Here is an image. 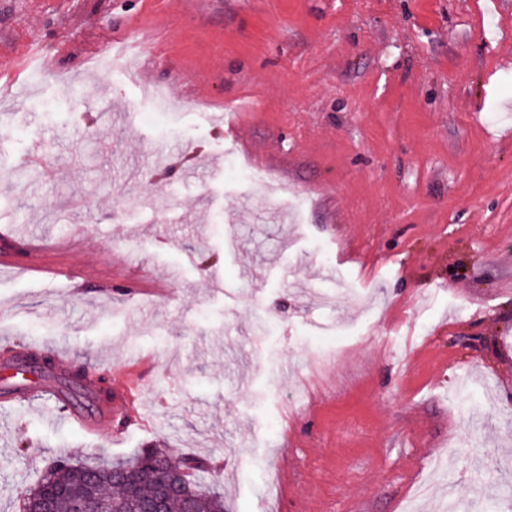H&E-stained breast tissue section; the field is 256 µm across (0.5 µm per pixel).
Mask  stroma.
<instances>
[{
  "label": "stroma",
  "instance_id": "stroma-1",
  "mask_svg": "<svg viewBox=\"0 0 512 512\" xmlns=\"http://www.w3.org/2000/svg\"><path fill=\"white\" fill-rule=\"evenodd\" d=\"M143 27L165 111L113 49ZM35 47L0 231L171 294L0 274V350L138 388L96 438L0 407V512L154 447L224 512H512V0H0V52Z\"/></svg>",
  "mask_w": 512,
  "mask_h": 512
}]
</instances>
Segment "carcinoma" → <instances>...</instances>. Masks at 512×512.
I'll use <instances>...</instances> for the list:
<instances>
[{"label":"carcinoma","instance_id":"obj_1","mask_svg":"<svg viewBox=\"0 0 512 512\" xmlns=\"http://www.w3.org/2000/svg\"><path fill=\"white\" fill-rule=\"evenodd\" d=\"M86 369L78 365L61 378L75 396L81 395ZM169 457L157 448H145L134 456L110 465H71L67 459L49 464L34 485L22 491L23 508L31 510L47 490L62 486L67 494L55 500L54 512H72V502L85 496L88 481H94L96 494L87 499V512H99L102 504H112V512H144L155 495L150 466ZM179 475L169 499L168 512H224V497L205 488L209 470L198 458L176 460Z\"/></svg>","mask_w":512,"mask_h":512}]
</instances>
